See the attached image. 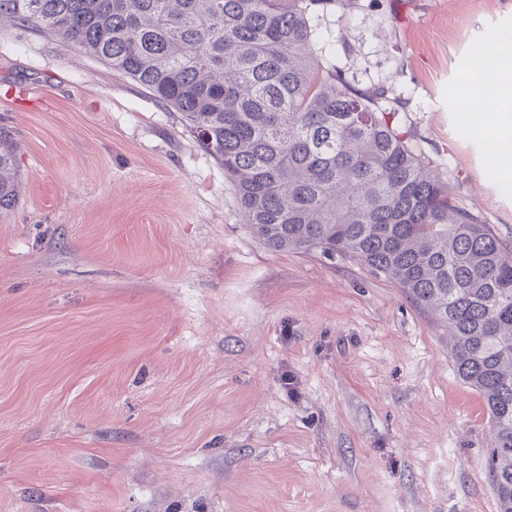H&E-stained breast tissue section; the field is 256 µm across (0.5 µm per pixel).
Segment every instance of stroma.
<instances>
[{
    "label": "stroma",
    "instance_id": "stroma-1",
    "mask_svg": "<svg viewBox=\"0 0 512 512\" xmlns=\"http://www.w3.org/2000/svg\"><path fill=\"white\" fill-rule=\"evenodd\" d=\"M322 27L512 245V169L462 109L512 0H360ZM0 126V512H497L442 327L355 260L264 248L180 113L4 25ZM17 142L11 130L0 127V215L15 206L19 195L16 175Z\"/></svg>",
    "mask_w": 512,
    "mask_h": 512
}]
</instances>
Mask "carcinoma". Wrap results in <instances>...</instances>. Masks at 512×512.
Instances as JSON below:
<instances>
[{"mask_svg":"<svg viewBox=\"0 0 512 512\" xmlns=\"http://www.w3.org/2000/svg\"><path fill=\"white\" fill-rule=\"evenodd\" d=\"M357 2L0 0V23L56 37L179 112L266 249L356 257L430 311L485 404L484 468L512 512V246L456 205L385 89L322 56L324 14ZM16 153L0 127V215L18 199Z\"/></svg>","mask_w":512,"mask_h":512,"instance_id":"carcinoma-1","label":"carcinoma"}]
</instances>
